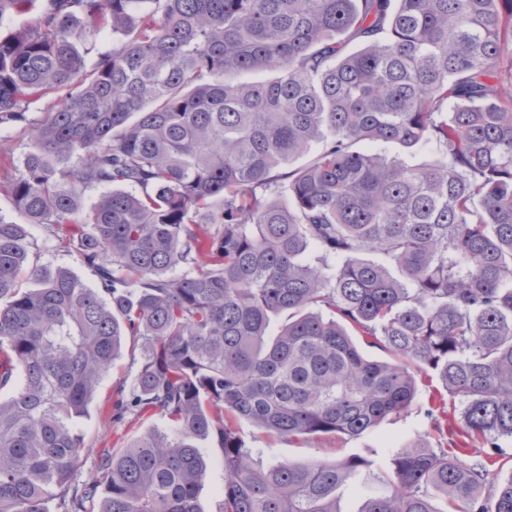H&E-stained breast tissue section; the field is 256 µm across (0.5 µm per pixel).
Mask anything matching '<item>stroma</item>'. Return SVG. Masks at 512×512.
Listing matches in <instances>:
<instances>
[{
  "mask_svg": "<svg viewBox=\"0 0 512 512\" xmlns=\"http://www.w3.org/2000/svg\"><path fill=\"white\" fill-rule=\"evenodd\" d=\"M31 141L24 128L0 125V218L20 221L9 186L23 165ZM31 250L39 265L55 270L64 268L88 284L98 287L93 271L87 267L74 244L66 240L59 226L54 224H30L26 227ZM142 346L124 351L115 366L99 383L98 395L83 416L75 421V429L86 444L96 448H120L135 438L152 431H167L170 421L163 415H155L144 421L132 423L112 422L108 409L112 393L122 382H132L140 361ZM429 424L417 408H410L396 418L383 421L370 436L353 439L321 435L286 439L264 433L248 423H241L239 434L246 446L259 449L264 462L277 464L290 462L304 465L315 460H335L372 446L382 448L386 443L428 431ZM200 448L208 462L200 485L197 500L201 512H223L224 467L222 454L211 441L204 440Z\"/></svg>",
  "mask_w": 512,
  "mask_h": 512,
  "instance_id": "35a3bbf8",
  "label": "stroma"
}]
</instances>
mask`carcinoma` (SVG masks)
Returning <instances> with one entry per match:
<instances>
[{"mask_svg":"<svg viewBox=\"0 0 512 512\" xmlns=\"http://www.w3.org/2000/svg\"><path fill=\"white\" fill-rule=\"evenodd\" d=\"M34 6L0 33V124L32 144L23 222L0 218V389L22 375L0 401V512H200L207 439L224 512H344V490L357 512H437L434 491L512 512V479L481 498L512 441V0H0V20ZM102 26L120 42L88 70L77 43ZM27 224L66 227L101 288L31 263ZM128 336L144 352L112 421L172 433L101 450L78 487L74 421ZM415 404L492 452L418 434L266 465L238 431L360 438ZM370 150L381 151L388 154H399L408 163L414 165L432 162L437 157L435 149L430 146H425L420 149H417L415 151V154L412 155L403 153L398 146L393 144L373 145L370 146Z\"/></svg>","mask_w":512,"mask_h":512,"instance_id":"1","label":"carcinoma"}]
</instances>
